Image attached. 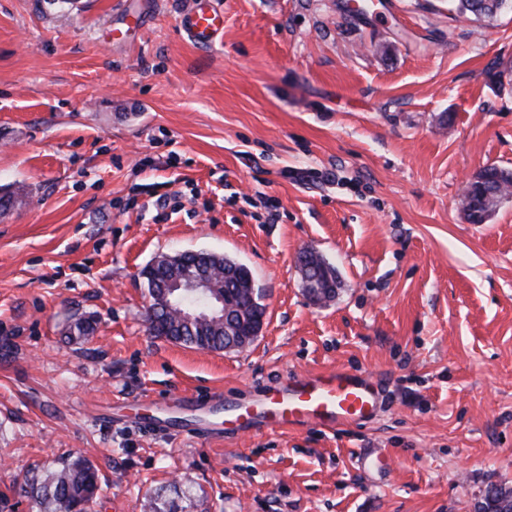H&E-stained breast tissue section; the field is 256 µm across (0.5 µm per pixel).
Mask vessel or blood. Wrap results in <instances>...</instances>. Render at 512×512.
<instances>
[{"instance_id":"obj_1","label":"vessel or blood","mask_w":512,"mask_h":512,"mask_svg":"<svg viewBox=\"0 0 512 512\" xmlns=\"http://www.w3.org/2000/svg\"><path fill=\"white\" fill-rule=\"evenodd\" d=\"M179 28L195 43L208 45L223 31L224 15L212 0H185ZM179 404L202 417L223 415L225 428L234 431L274 432L285 427L333 431L376 416L383 396L371 376L331 369L290 377L247 403L230 404L218 396L203 408L186 396Z\"/></svg>"}]
</instances>
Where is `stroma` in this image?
<instances>
[{
    "label": "stroma",
    "mask_w": 512,
    "mask_h": 512,
    "mask_svg": "<svg viewBox=\"0 0 512 512\" xmlns=\"http://www.w3.org/2000/svg\"><path fill=\"white\" fill-rule=\"evenodd\" d=\"M182 2L0 0V494L38 512L17 489L68 450L108 484L96 512L176 480L180 512H476L512 485V198L481 224L462 201L512 171V9L215 0L200 48ZM311 248L340 275L325 304ZM185 250L251 269V345L150 335L140 272ZM337 368L382 381L372 420L216 436L147 412ZM179 28L195 43L209 45L224 29V14L211 0H186L179 14ZM472 184L476 187V190L468 204L465 198L464 211L472 223L481 224L486 220L482 203L483 194L487 191L499 189L501 195H503L509 186L512 187V172L495 166L486 167L476 174Z\"/></svg>",
    "instance_id": "obj_1"
}]
</instances>
